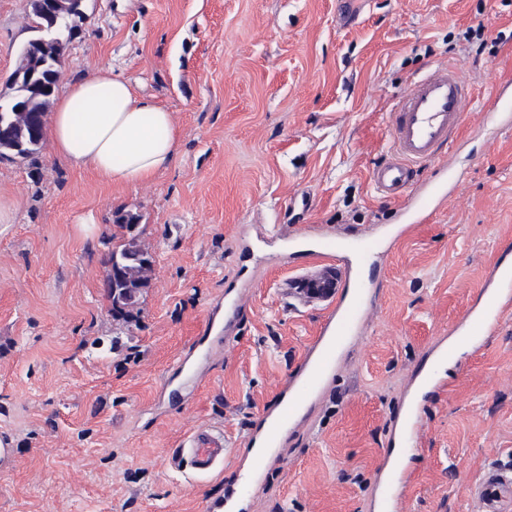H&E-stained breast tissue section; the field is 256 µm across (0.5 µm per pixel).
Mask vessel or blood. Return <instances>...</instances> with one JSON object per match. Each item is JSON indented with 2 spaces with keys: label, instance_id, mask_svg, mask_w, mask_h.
<instances>
[{
  "label": "vessel or blood",
  "instance_id": "obj_1",
  "mask_svg": "<svg viewBox=\"0 0 512 512\" xmlns=\"http://www.w3.org/2000/svg\"><path fill=\"white\" fill-rule=\"evenodd\" d=\"M470 96L456 67L443 64L431 67L415 79L395 104L389 135L393 160L377 166L371 175L376 192L384 198L405 200L406 213L414 223H427L436 206L448 199V172L440 170L427 183L415 185L416 169L435 162L451 150L455 134L463 126ZM499 111L493 112L494 130L512 127V80L500 83ZM353 259L330 279L328 288L319 291L321 300L331 307L317 336L310 343L303 369L287 378L275 409L263 414L255 437L267 452H274L281 431L293 425L301 408L315 399L327 376L336 368V349L357 332L365 312L366 284L358 267L373 254L385 252L384 242L361 236L352 243ZM482 301L471 306L457 331L468 336L472 348H480L482 336L490 334L504 314L512 313V263L497 261L482 290ZM227 456L224 431L219 427L200 429L184 438L174 449L170 464L190 467L199 475L214 471ZM386 484L375 498L371 512H400V501L412 479L404 468L385 464ZM512 490V474L494 470L470 490L483 506V512H502V504Z\"/></svg>",
  "mask_w": 512,
  "mask_h": 512
}]
</instances>
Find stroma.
Instances as JSON below:
<instances>
[{
  "instance_id": "obj_1",
  "label": "stroma",
  "mask_w": 512,
  "mask_h": 512,
  "mask_svg": "<svg viewBox=\"0 0 512 512\" xmlns=\"http://www.w3.org/2000/svg\"><path fill=\"white\" fill-rule=\"evenodd\" d=\"M63 82L103 65L173 112L172 165L150 184L115 188L43 148L0 160V512H209L246 477L259 416L298 372L326 302L301 281L323 273L311 247L340 250L401 217L373 168L390 156L396 98L437 64L471 89L453 163L464 176L429 223L369 275L363 332L259 474L242 512H367L395 446L406 383L436 338L475 303L512 254V131L485 135L500 81L512 79V0H366L346 27L336 0H84ZM484 23L481 38L465 39ZM28 0H0V91L31 38ZM153 257L139 310L112 316L104 258L130 232ZM93 217L83 226L82 217ZM245 291L213 341L197 388L169 399L213 304ZM420 398L419 453L402 512H482L469 495L512 462V317ZM224 430L230 464L197 477L166 464L206 426Z\"/></svg>"
}]
</instances>
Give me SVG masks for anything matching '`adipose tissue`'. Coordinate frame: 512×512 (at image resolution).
Listing matches in <instances>:
<instances>
[{
    "instance_id": "ef3b65f1",
    "label": "adipose tissue",
    "mask_w": 512,
    "mask_h": 512,
    "mask_svg": "<svg viewBox=\"0 0 512 512\" xmlns=\"http://www.w3.org/2000/svg\"><path fill=\"white\" fill-rule=\"evenodd\" d=\"M52 153L100 181L137 187L172 164L180 131L164 106L111 67L69 82L47 119Z\"/></svg>"
}]
</instances>
